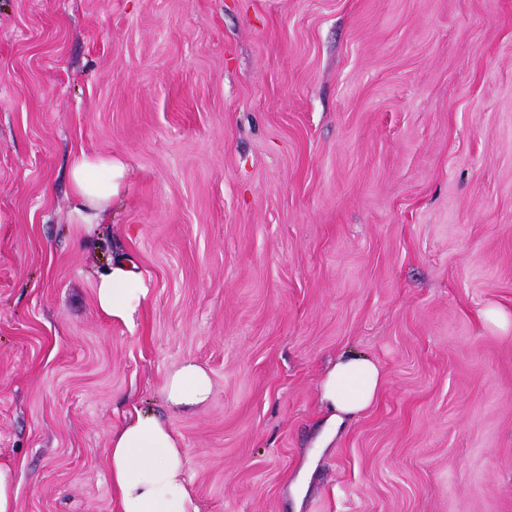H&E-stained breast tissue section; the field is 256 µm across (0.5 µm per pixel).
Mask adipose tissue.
<instances>
[{
    "instance_id": "1",
    "label": "adipose tissue",
    "mask_w": 512,
    "mask_h": 512,
    "mask_svg": "<svg viewBox=\"0 0 512 512\" xmlns=\"http://www.w3.org/2000/svg\"><path fill=\"white\" fill-rule=\"evenodd\" d=\"M128 178L129 167L121 158L75 152L70 164L74 223L106 222ZM147 294L132 264L122 258L113 259L95 279L97 306L116 321L133 322ZM383 382V370L373 358L355 352L338 355L318 387L325 433L336 434L347 418L372 407ZM211 391L207 371L188 362L168 377L164 398L169 406L187 411L205 404ZM107 462L116 512H201L179 437L153 414L136 408L127 415L112 434Z\"/></svg>"
}]
</instances>
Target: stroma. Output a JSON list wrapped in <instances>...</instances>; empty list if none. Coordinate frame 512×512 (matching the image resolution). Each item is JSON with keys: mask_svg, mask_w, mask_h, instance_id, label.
I'll return each mask as SVG.
<instances>
[{"mask_svg": "<svg viewBox=\"0 0 512 512\" xmlns=\"http://www.w3.org/2000/svg\"><path fill=\"white\" fill-rule=\"evenodd\" d=\"M131 175L71 221L69 161ZM132 258L134 324L94 280ZM512 0H0V461L114 512L130 406L202 512H512ZM351 351L377 403L323 443ZM205 367L210 400L168 408ZM311 467L303 497L291 490ZM383 382V370L373 358L355 352L338 355L318 387L319 403L327 416L324 432L336 434L347 418L372 407ZM212 391L207 371L194 362H188L175 370L167 379L164 387L166 403L184 411L205 404Z\"/></svg>", "mask_w": 512, "mask_h": 512, "instance_id": "35a3bbf8", "label": "stroma"}]
</instances>
